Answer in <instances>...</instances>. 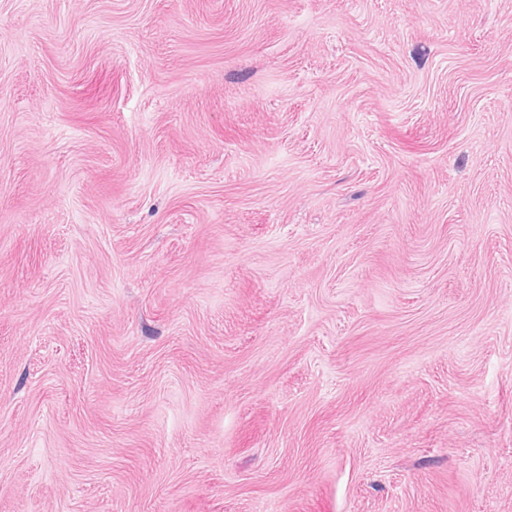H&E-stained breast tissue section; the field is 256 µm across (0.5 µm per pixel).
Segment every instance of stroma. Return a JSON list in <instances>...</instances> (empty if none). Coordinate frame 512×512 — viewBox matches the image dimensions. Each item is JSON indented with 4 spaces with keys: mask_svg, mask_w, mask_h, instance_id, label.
<instances>
[{
    "mask_svg": "<svg viewBox=\"0 0 512 512\" xmlns=\"http://www.w3.org/2000/svg\"><path fill=\"white\" fill-rule=\"evenodd\" d=\"M0 512H512V0H0Z\"/></svg>",
    "mask_w": 512,
    "mask_h": 512,
    "instance_id": "35a3bbf8",
    "label": "stroma"
}]
</instances>
